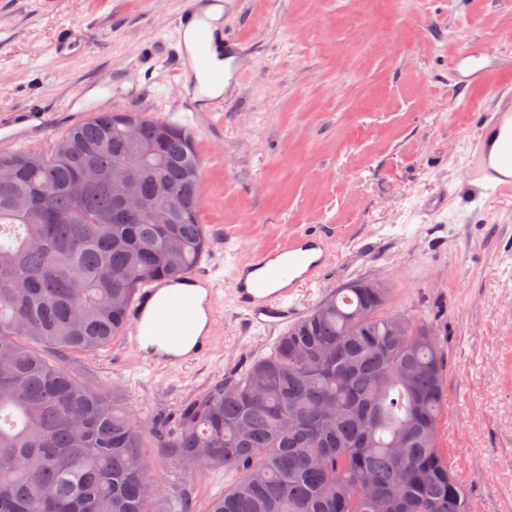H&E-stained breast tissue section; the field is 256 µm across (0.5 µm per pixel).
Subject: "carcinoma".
I'll list each match as a JSON object with an SVG mask.
<instances>
[{
    "label": "carcinoma",
    "instance_id": "carcinoma-1",
    "mask_svg": "<svg viewBox=\"0 0 512 512\" xmlns=\"http://www.w3.org/2000/svg\"><path fill=\"white\" fill-rule=\"evenodd\" d=\"M113 116L46 152H0V512H195L161 491L151 434L182 469L229 478L202 512H473L440 436L445 351L426 323L385 311L387 288L326 294L173 433L48 358L111 345L138 286L179 281L210 245L192 133L147 118L130 142ZM153 146L138 183L153 209L129 222L112 162ZM89 167L100 179L72 194Z\"/></svg>",
    "mask_w": 512,
    "mask_h": 512
}]
</instances>
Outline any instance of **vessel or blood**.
Returning <instances> with one entry per match:
<instances>
[{"label":"vessel or blood","mask_w":512,"mask_h":512,"mask_svg":"<svg viewBox=\"0 0 512 512\" xmlns=\"http://www.w3.org/2000/svg\"><path fill=\"white\" fill-rule=\"evenodd\" d=\"M236 0H189L177 29L195 31L194 49L174 50L172 57L181 77L185 113L183 123L194 126L206 87L219 86L225 96L237 90L244 73V47L238 36L225 32L223 14ZM222 16L214 19L210 8ZM451 75L457 86L466 89L489 74L512 72V60L483 41H474L453 58ZM471 160L460 167L456 179L463 184L478 183L485 189L512 192V83H498L491 97L490 113L473 140ZM325 238L304 232L281 247L261 251L251 262L235 265L230 287L236 306L256 327L280 326L293 315L292 300L300 288L322 274L325 265ZM264 272L268 285L250 281V274ZM221 291L218 281L194 269L178 285L158 286L150 281L136 293L126 315L122 348L140 350L145 364L162 360L182 365L203 357L211 348L208 334H195L191 316L197 307L214 312Z\"/></svg>","instance_id":"1"}]
</instances>
